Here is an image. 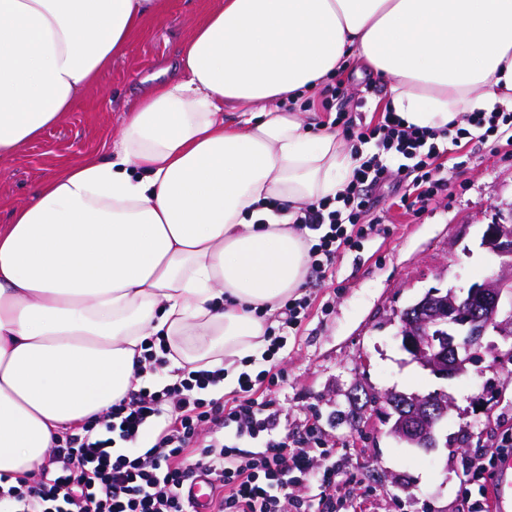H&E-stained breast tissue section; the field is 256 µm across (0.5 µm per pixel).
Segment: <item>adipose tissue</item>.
<instances>
[{"label":"adipose tissue","instance_id":"1","mask_svg":"<svg viewBox=\"0 0 512 512\" xmlns=\"http://www.w3.org/2000/svg\"><path fill=\"white\" fill-rule=\"evenodd\" d=\"M159 9L0 0V163ZM353 54L416 126L512 104V0H224L107 157L46 180L0 227V476L36 471L55 436L138 389L148 337L172 367L225 368L213 396L235 385V360L263 344L259 311L305 278L293 208L335 196L354 168L342 140L280 104Z\"/></svg>","mask_w":512,"mask_h":512}]
</instances>
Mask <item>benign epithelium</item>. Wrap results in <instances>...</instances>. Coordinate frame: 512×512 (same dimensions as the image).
Masks as SVG:
<instances>
[{
	"label": "benign epithelium",
	"instance_id": "benign-epithelium-1",
	"mask_svg": "<svg viewBox=\"0 0 512 512\" xmlns=\"http://www.w3.org/2000/svg\"><path fill=\"white\" fill-rule=\"evenodd\" d=\"M482 242L502 258L497 272L465 292L450 290L443 295L432 290L399 316V335L416 360L453 378L468 373L483 336L489 329L502 326L498 318L507 304H512V212L488 225ZM448 409L445 395L403 394L389 433L419 448H433L436 426L448 415Z\"/></svg>",
	"mask_w": 512,
	"mask_h": 512
}]
</instances>
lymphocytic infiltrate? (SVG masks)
I'll use <instances>...</instances> for the list:
<instances>
[{
  "instance_id": "1",
  "label": "lymphocytic infiltrate",
  "mask_w": 512,
  "mask_h": 512,
  "mask_svg": "<svg viewBox=\"0 0 512 512\" xmlns=\"http://www.w3.org/2000/svg\"><path fill=\"white\" fill-rule=\"evenodd\" d=\"M342 133L356 163L351 179L336 197L299 208L293 219L308 232V261L323 279L346 250L384 224L371 189H402L406 210L425 209L448 190L449 152H461L478 133L512 146V113L497 104L430 129L385 111L374 122H345ZM369 142L374 153L362 155L360 145ZM396 157L403 163L395 168ZM310 306L306 295L284 302L265 328L266 369L241 373L232 398L201 396L223 381V369H174L172 383L140 387L94 423L57 436L38 476L11 484L0 478V512H190L182 490L201 469L213 479L214 512H336L335 471L315 474L313 456L278 431L276 393L288 382L278 353ZM146 436L148 448L141 445ZM119 441L125 452H114ZM302 484L309 495H291Z\"/></svg>"
}]
</instances>
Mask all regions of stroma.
<instances>
[{
	"instance_id": "35a3bbf8",
	"label": "stroma",
	"mask_w": 512,
	"mask_h": 512,
	"mask_svg": "<svg viewBox=\"0 0 512 512\" xmlns=\"http://www.w3.org/2000/svg\"><path fill=\"white\" fill-rule=\"evenodd\" d=\"M221 0H162L160 14L130 35L123 54L102 69L84 95L56 125L0 164V225L32 190L106 146L141 95L162 81V68L176 63L195 27ZM345 81L367 94L365 115L380 117L386 79L355 59L343 67ZM448 193L413 214L389 189L379 207L390 231L342 254L333 279L307 273L299 295L312 310L283 350L287 385L279 432L298 437L312 416L336 456L318 458V468L336 469L339 488H353L354 512H462L479 477L465 472L464 457L497 461L496 437L503 417H512V335L491 331L468 374L448 379L423 369L403 350L399 314L429 290L469 288L500 268V257L482 245L487 224L512 209V147L473 141L459 160H448ZM447 395L450 408L437 429V448H411L389 436L378 407L367 408L356 427L336 421L348 411L352 388ZM469 433L470 450L460 438Z\"/></svg>"
}]
</instances>
